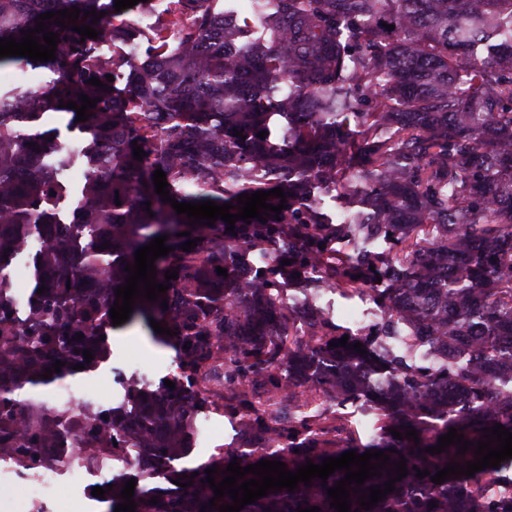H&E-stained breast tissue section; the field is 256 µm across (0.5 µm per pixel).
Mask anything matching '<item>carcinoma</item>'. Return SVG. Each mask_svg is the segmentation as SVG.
<instances>
[{
  "instance_id": "carcinoma-1",
  "label": "carcinoma",
  "mask_w": 512,
  "mask_h": 512,
  "mask_svg": "<svg viewBox=\"0 0 512 512\" xmlns=\"http://www.w3.org/2000/svg\"><path fill=\"white\" fill-rule=\"evenodd\" d=\"M115 0H0V39L19 40L46 12L76 7L75 25L99 33H120L115 21L126 14ZM193 15L184 38L190 51L163 54L132 82L122 104L113 99L107 68L91 59L94 40L80 42L72 29L46 20L45 30L59 34L55 55L69 73L56 79L45 101L26 92L13 112L0 111V256L17 250L19 228H47L37 265L55 277L39 295L32 317L15 325L8 285L0 278V456L13 455L23 467L47 459L55 421L38 398V389L76 365L93 370L102 351L100 329L111 322L115 289L125 284L126 265L144 243L168 232L189 231L162 258L155 281L170 288L155 302L144 298L132 315L154 319L176 332L183 377L159 397L137 387L129 402L141 406V418L129 428L114 411L89 417L83 448L91 455L109 449L126 459L127 449L147 448L161 466L179 456L190 426L185 393L195 392L208 360L224 351V385L231 387L237 409L258 430L270 428L281 405L285 380L316 370L312 395L340 403L363 393L376 397L380 421L377 449L392 464L360 489L384 486L389 470L403 456L407 477L365 511L350 493L358 512H512V505L480 497L481 481L508 472L512 458L473 477L449 476L440 484L431 476L449 462L477 458L475 443L483 429L499 423L512 432V391L495 382L512 379V42L505 22L512 0H272L266 18L268 38L248 41L242 56L226 46L244 36L234 22L217 31L202 9L203 0H178ZM106 15L92 23L90 10ZM395 26L401 42L378 41L383 24ZM96 77L104 87L87 83ZM99 99L85 124L103 143L92 157L95 173L84 185L83 205L73 220L59 224L43 202L64 193L58 175L70 162L64 144L37 151L47 133L40 122L48 111L79 95ZM287 118L284 145L271 148L258 137L270 108ZM356 123L360 134L351 129ZM240 131L246 139L233 135ZM153 159H134L132 142ZM281 175L286 209L235 222V232L220 219L214 225H188L171 203L155 193L153 173L166 174L171 199L180 203L212 200L237 204L243 193L269 191L275 183L257 177L256 168ZM330 172L343 188L372 181L357 222L333 224L310 205L314 177ZM121 205H116V202ZM151 202L145 207V202ZM154 215H149V212ZM78 230L86 240L66 257L67 241ZM287 234L283 257L297 275L324 264L334 285L364 290L376 282V300L390 316L408 319L428 333L442 359L437 365L399 367L393 376H375L370 364L374 333L351 336L347 346L329 343L343 337L328 321L309 331L293 328L277 270L256 276L250 288L228 285L243 252ZM356 235L389 240L386 257L357 254L345 259L334 243ZM201 238L189 252L180 245ZM110 247L100 249L104 243ZM227 269L220 276L217 267ZM178 279L165 280V271ZM80 281L82 288H67ZM167 308H162V299ZM83 339H75L76 334ZM362 343L366 353L353 348ZM94 348L85 362L83 350ZM62 362L61 372L40 378ZM267 386L258 398V383ZM417 431L413 439L394 438L390 429ZM472 442L464 454L450 445L440 454L426 449L449 428ZM333 423L303 419L281 426L270 448L224 452L210 465L191 467L183 479L192 485L157 494L140 492L136 512H201L215 496L204 482L217 467L215 482L232 461L241 467L275 460L296 468L320 464L352 450L330 445L323 436ZM429 471L420 479L417 471ZM345 477L336 470L327 480L298 483L294 492L269 490L240 512H296L317 506L336 512L327 490ZM158 497L156 504L149 503ZM436 506H431V503Z\"/></svg>"
}]
</instances>
